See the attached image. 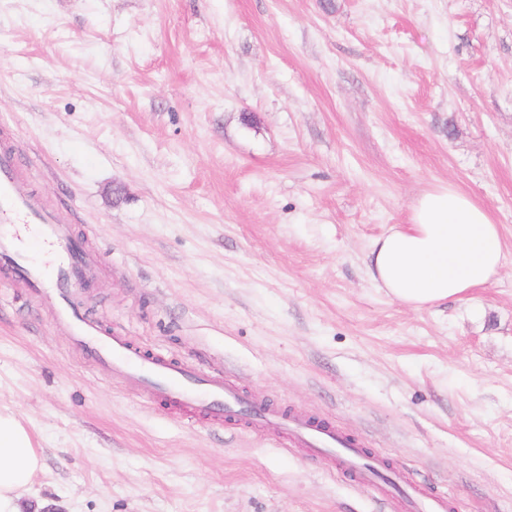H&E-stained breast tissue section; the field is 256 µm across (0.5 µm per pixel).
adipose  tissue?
<instances>
[{"label":"adipose tissue","instance_id":"ef3b65f1","mask_svg":"<svg viewBox=\"0 0 512 512\" xmlns=\"http://www.w3.org/2000/svg\"><path fill=\"white\" fill-rule=\"evenodd\" d=\"M503 265L500 228L464 192L443 186L423 194L411 223L377 238L367 255L369 276L392 300L415 310L464 300L494 282ZM41 468L29 432L0 413V512L18 502Z\"/></svg>","mask_w":512,"mask_h":512}]
</instances>
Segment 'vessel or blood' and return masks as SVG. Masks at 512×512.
Here are the masks:
<instances>
[{"instance_id":"vessel-or-blood-1","label":"vessel or blood","mask_w":512,"mask_h":512,"mask_svg":"<svg viewBox=\"0 0 512 512\" xmlns=\"http://www.w3.org/2000/svg\"><path fill=\"white\" fill-rule=\"evenodd\" d=\"M33 233L47 256L46 262L32 264L23 258ZM0 260L15 264L32 291L52 298L58 318L70 335L113 371L167 402L198 406L219 420L246 413L259 422L277 423L290 429L294 440L313 453L337 456L340 467L351 472L358 485H374L375 477L364 466L360 448L336 428L288 416L262 399L241 395L224 379L157 361L125 337L102 335L99 325L85 317L69 293L73 283L94 274L96 262L54 210L26 189L18 166V148L13 144H0Z\"/></svg>"}]
</instances>
